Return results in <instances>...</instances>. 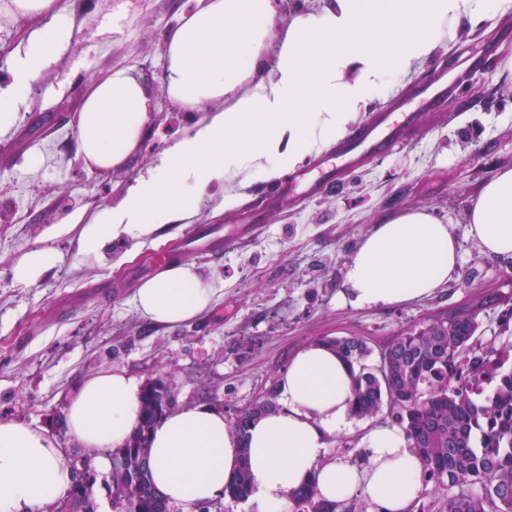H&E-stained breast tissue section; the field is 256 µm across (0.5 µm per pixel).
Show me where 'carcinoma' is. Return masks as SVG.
I'll list each match as a JSON object with an SVG mask.
<instances>
[{
    "instance_id": "1",
    "label": "carcinoma",
    "mask_w": 512,
    "mask_h": 512,
    "mask_svg": "<svg viewBox=\"0 0 512 512\" xmlns=\"http://www.w3.org/2000/svg\"><path fill=\"white\" fill-rule=\"evenodd\" d=\"M499 298L487 294L468 308L437 315L419 329L395 337L393 357L378 363L374 350L353 337L326 340L356 368L355 417L382 415L403 428L429 475L447 486L442 512H512V353L485 343L477 317ZM493 385L484 400V386ZM143 387L142 414L126 444L112 450V503L121 512H170L155 489L148 450L157 419L151 390ZM277 408V393L244 411L231 424L240 438L250 423ZM251 492L247 457L224 488V497L246 501ZM298 512H338L313 486L294 495Z\"/></svg>"
}]
</instances>
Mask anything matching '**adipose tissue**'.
Listing matches in <instances>:
<instances>
[{
	"mask_svg": "<svg viewBox=\"0 0 512 512\" xmlns=\"http://www.w3.org/2000/svg\"><path fill=\"white\" fill-rule=\"evenodd\" d=\"M499 0H333L316 13L282 22L277 0H196L167 42L166 92L196 113L190 130L115 205L80 230L85 254L106 238L141 241L160 225L188 222L192 198L216 181L251 172L272 179L312 151L342 139L383 76L427 58L448 38L458 15L481 17ZM18 12L48 17L11 56L12 80L0 86V134L14 124L30 82L72 45V27L56 0H13ZM149 101L128 69L113 68L83 95L78 154L88 168L126 164L143 142ZM470 232L492 254L512 257V168L480 190ZM459 245L447 224L409 210L374 225L347 265L351 302L403 305L430 296L458 271ZM214 284L195 264L169 261L141 282L133 302L152 324L177 326L211 307ZM353 371L314 341L289 361L278 383L279 407L240 440L222 411L197 404L173 409L150 445L152 479L170 506L190 512L224 491L241 460L251 473L255 512H290L294 491L316 485L321 499L361 496L376 512H411L423 465L397 425H377L363 441L357 468L325 455L349 430ZM142 386L112 367L83 377L70 392L65 423L90 464L111 468L141 417ZM74 478L69 454L45 430L0 420V512H51Z\"/></svg>",
	"mask_w": 512,
	"mask_h": 512,
	"instance_id": "ef3b65f1",
	"label": "adipose tissue"
}]
</instances>
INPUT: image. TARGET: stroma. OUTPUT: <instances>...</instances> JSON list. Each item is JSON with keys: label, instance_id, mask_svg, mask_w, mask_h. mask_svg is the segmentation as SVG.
I'll return each mask as SVG.
<instances>
[{"label": "stroma", "instance_id": "35a3bbf8", "mask_svg": "<svg viewBox=\"0 0 512 512\" xmlns=\"http://www.w3.org/2000/svg\"><path fill=\"white\" fill-rule=\"evenodd\" d=\"M74 29V46L32 81L13 127L0 134V419L48 430L80 461L64 408L82 376L118 366L139 380L160 376L177 402L231 414L277 384L292 356L316 340L353 336L376 348L443 310L487 292L502 300L478 317L483 339L512 348V260L484 252L470 234L467 210L499 169L512 167V0L487 17L449 21L451 33L428 58L387 76L367 104L382 112L442 67L462 85L423 110L407 142L339 170L331 189L285 208L270 204L273 181L253 180L241 202L224 209V185L194 201L188 224H168L141 247L109 241L85 255L79 232L99 208L116 203L140 174L189 129L190 113L165 85L166 36L192 0H57ZM12 0H0V85L11 79L10 54L38 26ZM116 67L129 68L156 109L144 142L122 167L88 170L72 120L85 89ZM38 164H29L30 156ZM413 209L450 224L460 266L445 288L410 304L355 306L344 273L373 225ZM260 211L256 237L239 225ZM200 224L222 226L229 247L183 251ZM55 252L35 280L20 283L16 265L34 250ZM195 264L218 289L210 309L169 328L137 312L132 296L153 256Z\"/></svg>", "mask_w": 512, "mask_h": 512}]
</instances>
